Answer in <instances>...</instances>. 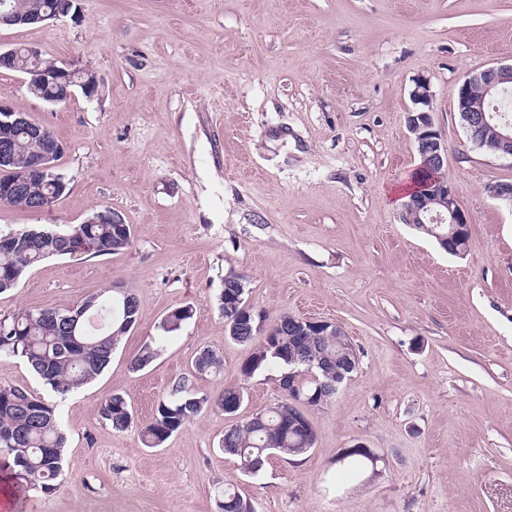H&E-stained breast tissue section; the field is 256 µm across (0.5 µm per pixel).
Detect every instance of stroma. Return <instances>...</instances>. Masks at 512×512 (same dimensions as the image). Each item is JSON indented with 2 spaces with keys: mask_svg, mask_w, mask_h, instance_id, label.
I'll return each instance as SVG.
<instances>
[{
  "mask_svg": "<svg viewBox=\"0 0 512 512\" xmlns=\"http://www.w3.org/2000/svg\"><path fill=\"white\" fill-rule=\"evenodd\" d=\"M18 44L100 84L51 104L0 69V102L53 131L68 183L46 211L0 205V233L66 232L108 208L131 244L40 262L0 294V317L119 285L141 317L105 371L64 396L0 357V385L54 403L67 437L54 490L16 486L0 505L218 512L231 485L256 512H512V205L489 193L512 181V160L474 147L457 111L469 74L512 62V0H79L74 17L0 26V48ZM422 76L471 219L460 256L404 224L393 197L418 166L406 120ZM231 267L255 310L338 323L359 356L310 414V452L270 455L249 476L218 447L233 419L219 409L163 447L141 440L184 377L200 395L243 388L242 418L282 399L280 370L241 373L250 348L228 338L218 307ZM182 306L192 318L163 334ZM151 341L157 358L131 370ZM206 347L223 368L192 376ZM113 393L132 407L122 432L100 416ZM359 442L379 461L350 474L339 458Z\"/></svg>",
  "mask_w": 512,
  "mask_h": 512,
  "instance_id": "obj_1",
  "label": "stroma"
}]
</instances>
